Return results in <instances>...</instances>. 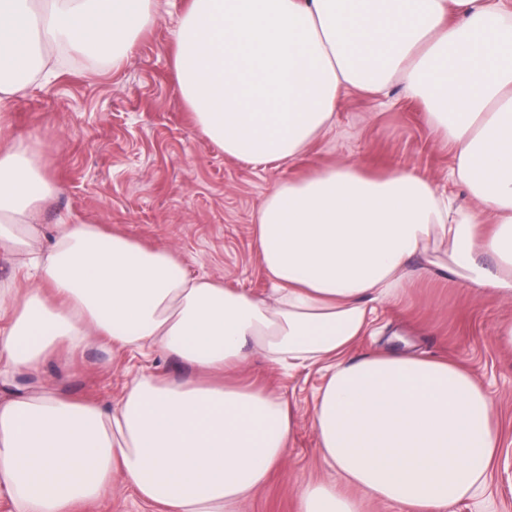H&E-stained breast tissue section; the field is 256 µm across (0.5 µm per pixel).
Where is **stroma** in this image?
<instances>
[{
	"mask_svg": "<svg viewBox=\"0 0 512 512\" xmlns=\"http://www.w3.org/2000/svg\"><path fill=\"white\" fill-rule=\"evenodd\" d=\"M185 6L186 0H156L153 25L120 65L108 54L69 53L53 77L14 103L18 134L32 141L64 185L44 213V239L53 237L62 219L97 224L176 251L190 276L219 278L225 287L264 298L270 284L257 258L255 222L277 184L339 162L375 173L412 171L446 183L452 152L430 126L423 103L397 85L382 95L346 97L329 132L292 163L254 165L226 156L202 134L176 90L173 32ZM510 317L512 305L472 296L437 273L415 279L398 301L377 305L368 332L350 351L358 357L396 348L447 359L487 388L501 447L483 492L457 504L455 512H512V349L495 334L498 323ZM140 372L174 379L191 374L188 366L152 349L93 341L56 349L36 378L18 376L1 384L0 394L35 382L107 405ZM233 377L278 392L297 421L281 465L239 512H298L303 484L333 476L312 425L325 372L318 364L280 369L253 352ZM74 512L161 510L115 484Z\"/></svg>",
	"mask_w": 512,
	"mask_h": 512,
	"instance_id": "obj_1",
	"label": "stroma"
}]
</instances>
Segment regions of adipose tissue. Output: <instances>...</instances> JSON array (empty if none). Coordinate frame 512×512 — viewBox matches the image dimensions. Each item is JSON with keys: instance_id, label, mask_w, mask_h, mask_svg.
Listing matches in <instances>:
<instances>
[{"instance_id": "1", "label": "adipose tissue", "mask_w": 512, "mask_h": 512, "mask_svg": "<svg viewBox=\"0 0 512 512\" xmlns=\"http://www.w3.org/2000/svg\"><path fill=\"white\" fill-rule=\"evenodd\" d=\"M154 19V0H0V260L12 268L0 367L34 375L49 351L101 338L197 372L139 374L107 406L44 388L0 398V492L14 512H72L119 481L164 512H231L295 428L271 389L224 381L253 349L326 372L314 428L339 480L306 483L299 512H361L365 496L452 512L484 488L499 446L488 391L445 359L349 352L375 303L434 266L512 304V0H187L176 89L225 155L292 162L345 93L395 82L454 151L444 186L350 162L278 184L256 217L268 299L189 277L174 251L96 224H58L39 244L63 186L16 135L14 101L52 50L108 52L117 65Z\"/></svg>"}]
</instances>
